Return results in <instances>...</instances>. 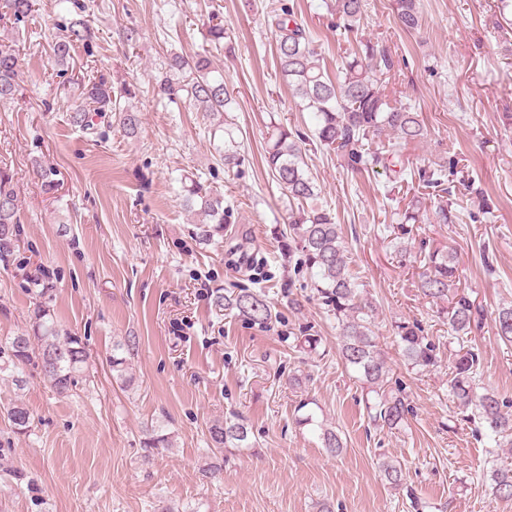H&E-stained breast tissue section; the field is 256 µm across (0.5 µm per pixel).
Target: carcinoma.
I'll return each instance as SVG.
<instances>
[{"mask_svg":"<svg viewBox=\"0 0 512 512\" xmlns=\"http://www.w3.org/2000/svg\"><path fill=\"white\" fill-rule=\"evenodd\" d=\"M36 0H0V20L18 23L34 12ZM365 0H335L333 11L336 26L351 29L365 14ZM399 24L407 31L422 25L419 0H394ZM274 27L278 68L292 96L303 109L312 113L313 137L340 158L344 167L362 173L381 167L396 166L406 147L424 136V127L410 105L392 103L383 93L375 73H388L394 68L392 57L377 42L360 43L353 54L341 61L335 77H330L319 63L315 42L303 23L294 17L286 4L272 6L268 11ZM92 37L88 25L72 27L52 42L55 56L63 61L71 45ZM84 94L96 104V112H116L126 133L138 130V117L129 107L136 97V87L130 83L113 88L100 77L83 85ZM157 96L173 103L187 101L198 112L224 114L230 110L233 98L224 75L215 74L210 58L198 54L189 59L173 54L168 61V75L157 83ZM21 95L18 59L0 51V103H11ZM229 145L220 153L224 167L232 169L241 163L233 129L223 128ZM305 134L291 131L282 124L272 125L265 148L264 161L277 183L288 193V252L301 254V264L309 273L317 301L326 313L336 319L338 351L346 367L358 374L373 397L367 399V409L373 421L389 429H398L406 421L411 408L401 391L386 389L391 371L372 329L373 305L363 295V289L350 270V261L343 243L340 225L333 214L314 207L310 201L317 188L302 154ZM457 163L448 158V165L418 168L412 178L427 188L445 194L448 172ZM18 195L12 176L0 169V259L14 251L18 242ZM186 207L200 206L204 215L195 225L194 235L203 245L224 237V205L205 183L194 180L184 196ZM425 272L420 276L419 292L428 298L444 302L441 312L448 321V335L464 339L473 329L482 326L483 309L459 288V263L455 252L436 250L424 257ZM214 305L251 323L265 324L272 319V308L266 298L249 289L217 295ZM30 332L15 336L0 346V363L14 370L12 381L24 386L23 366L37 359L43 379L59 395H68L89 380L86 374L88 352L82 338L61 328L50 307L39 302L31 311ZM496 334L504 343H512V304L497 309L494 317ZM395 338L401 355L411 368L427 371L439 358L440 344L423 335L416 321L395 325ZM129 344L112 345L109 363L114 377L124 383L127 376ZM480 359L474 347L464 345L456 351L448 367V387L458 407L471 413L484 436L497 447L512 446V402L498 394L478 391ZM8 420L18 433L31 430L34 418L22 404L5 408ZM215 457L233 448L238 451L255 447L244 417L233 415L214 421L208 428ZM323 447L335 456L342 452L341 437L332 429H324ZM379 468L391 487L402 486L401 467L383 460ZM486 486L493 500L512 499V467L493 466L486 472Z\"/></svg>","mask_w":512,"mask_h":512,"instance_id":"obj_1","label":"carcinoma"}]
</instances>
